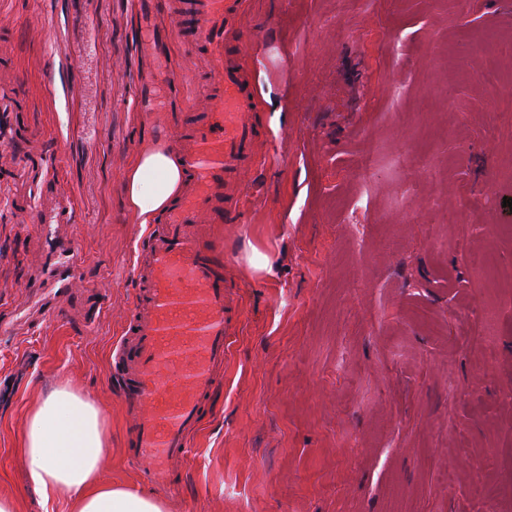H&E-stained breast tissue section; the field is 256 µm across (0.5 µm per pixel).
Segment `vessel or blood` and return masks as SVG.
Returning <instances> with one entry per match:
<instances>
[{
	"label": "vessel or blood",
	"instance_id": "1",
	"mask_svg": "<svg viewBox=\"0 0 512 512\" xmlns=\"http://www.w3.org/2000/svg\"><path fill=\"white\" fill-rule=\"evenodd\" d=\"M244 0H180L177 16L196 19L215 105L186 107L166 130L186 183L161 215L162 232L150 233L138 252L147 274L128 324L132 344L123 348V382L135 404V456L149 479L169 475L171 461L190 451L189 432L212 392L214 367L223 362L231 306L225 292L224 237L204 232L235 214L245 197L243 171L257 157L255 98L241 63L223 54L228 34L238 33ZM43 187L58 203L40 212L45 235L71 223L74 205L51 176ZM46 275L59 291L75 278L68 252H52ZM172 372L160 382V371Z\"/></svg>",
	"mask_w": 512,
	"mask_h": 512
}]
</instances>
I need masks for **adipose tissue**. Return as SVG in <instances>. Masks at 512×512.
<instances>
[{
    "instance_id": "adipose-tissue-1",
    "label": "adipose tissue",
    "mask_w": 512,
    "mask_h": 512,
    "mask_svg": "<svg viewBox=\"0 0 512 512\" xmlns=\"http://www.w3.org/2000/svg\"><path fill=\"white\" fill-rule=\"evenodd\" d=\"M183 178L170 147H143L122 179L127 205L138 223H153ZM108 441L99 406L63 386L34 401L21 432L20 461L43 499L66 497L70 512H165L160 498L104 478L102 460Z\"/></svg>"
}]
</instances>
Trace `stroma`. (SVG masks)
Here are the masks:
<instances>
[{
	"label": "stroma",
	"mask_w": 512,
	"mask_h": 512,
	"mask_svg": "<svg viewBox=\"0 0 512 512\" xmlns=\"http://www.w3.org/2000/svg\"><path fill=\"white\" fill-rule=\"evenodd\" d=\"M147 0H0L33 138L74 202L61 246L79 291L37 305L41 185L0 173V494L34 491L16 437L33 396L67 383L96 400L109 480L167 512H512V127L485 70L512 38V0H246L240 52L261 140L224 276L239 311L221 378L171 481H148L118 385L144 234L121 177L146 83ZM192 26L162 39L184 69ZM269 270L253 269L252 250ZM482 250L496 271L478 273Z\"/></svg>",
	"instance_id": "35a3bbf8"
}]
</instances>
